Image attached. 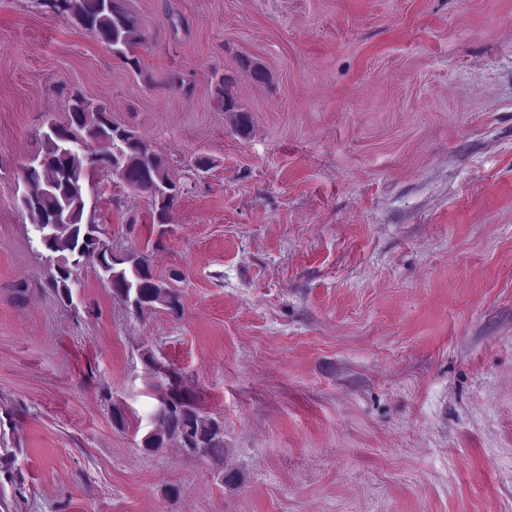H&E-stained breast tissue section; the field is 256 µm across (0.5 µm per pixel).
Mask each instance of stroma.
<instances>
[{"instance_id":"1","label":"stroma","mask_w":512,"mask_h":512,"mask_svg":"<svg viewBox=\"0 0 512 512\" xmlns=\"http://www.w3.org/2000/svg\"><path fill=\"white\" fill-rule=\"evenodd\" d=\"M131 5L153 35L136 70L38 0H0L10 512H512V0ZM76 93L184 186L155 226L100 171L86 211L115 250L152 244L182 317L132 314L90 266L73 307L48 285L17 172ZM149 353L221 418L223 464L142 448L164 394ZM214 99L217 106L224 112H235L237 121L236 133L248 138L252 132V126L248 110L240 103L235 92V80L229 75H222L214 84Z\"/></svg>"}]
</instances>
